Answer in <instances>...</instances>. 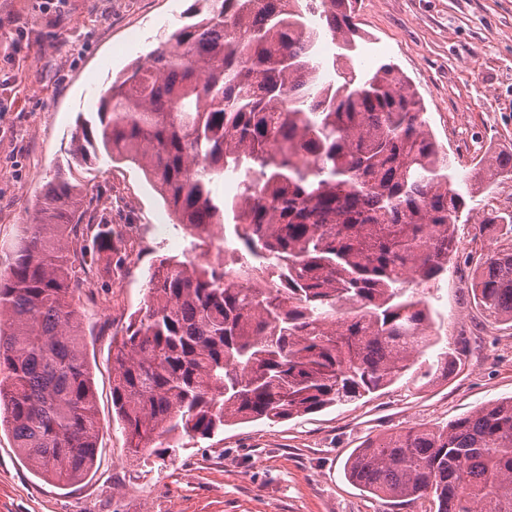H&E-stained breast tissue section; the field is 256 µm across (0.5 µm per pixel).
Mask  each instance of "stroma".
<instances>
[{"mask_svg":"<svg viewBox=\"0 0 512 512\" xmlns=\"http://www.w3.org/2000/svg\"><path fill=\"white\" fill-rule=\"evenodd\" d=\"M189 0H0V267L18 241L43 185L65 166L79 113L96 111L104 90L186 22ZM367 37L358 71L394 62L418 90L426 119L460 173L512 152V0H360ZM91 183L87 223L132 225L133 252L117 272L89 273L76 301L97 402L95 465L62 488L34 473L0 430V512H421L350 483L345 463L379 435L445 426L512 397V323L482 315L468 279L492 248L475 218L512 208V179L476 195L458 225L459 251L432 286L430 302L449 345L466 349L447 377L400 381L370 397L302 417L225 426L186 437L163 456L129 457L112 416V336L138 310L150 265L166 256L199 260L183 225L155 229L163 200L128 162L78 171Z\"/></svg>","mask_w":512,"mask_h":512,"instance_id":"1","label":"stroma"}]
</instances>
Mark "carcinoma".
<instances>
[{"label":"carcinoma","mask_w":512,"mask_h":512,"mask_svg":"<svg viewBox=\"0 0 512 512\" xmlns=\"http://www.w3.org/2000/svg\"><path fill=\"white\" fill-rule=\"evenodd\" d=\"M281 2L193 0L194 22L112 80L72 133L77 165H137L175 223L204 243L222 225L231 254L221 266L160 259L112 340V409L133 458L171 448L168 436L208 438L448 374L428 290L459 250L468 200L512 176V154L460 175L397 66L334 63L322 78V41L340 58L357 48L358 0ZM88 193L55 172L0 271V428L62 487L90 475L99 438L76 265L112 272L117 231L88 224L96 249H74ZM479 224L509 238L494 239L470 295L512 322V210ZM347 473L424 512H512V398L371 439Z\"/></svg>","instance_id":"cac0c4a2"}]
</instances>
